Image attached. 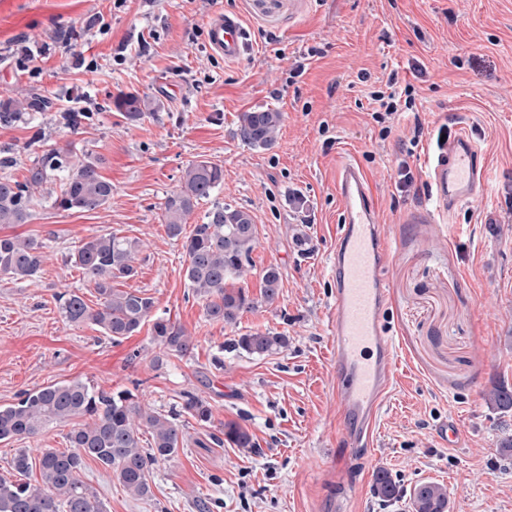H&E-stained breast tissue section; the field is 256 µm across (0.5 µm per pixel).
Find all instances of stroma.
Returning <instances> with one entry per match:
<instances>
[{"instance_id": "stroma-1", "label": "stroma", "mask_w": 512, "mask_h": 512, "mask_svg": "<svg viewBox=\"0 0 512 512\" xmlns=\"http://www.w3.org/2000/svg\"><path fill=\"white\" fill-rule=\"evenodd\" d=\"M217 12L240 17L249 32L239 59L207 47V21ZM311 47L318 56L289 78L293 53ZM82 59L96 61L97 71L79 68ZM362 71L368 81L359 80ZM393 72L415 86L426 126L408 159L414 184L399 203L392 196L402 130L381 138L367 97L372 81ZM128 95L159 101V116L128 123L116 107ZM35 97L45 108L0 125V150L12 158L0 177L23 179L35 157L26 144L39 132L75 158L101 159L112 198L89 212L59 208L58 173L35 193L29 222L15 226L43 242L44 260L36 279L0 277V406L83 380L178 413L188 436L154 467L143 500L87 461L81 478L108 512H330L343 446L329 349L330 258L336 168L346 158L368 173L395 241L387 323L399 356L370 451L349 463V512H408L406 503L384 508L374 498L379 467L407 489L443 484L449 512H512V455L500 450L512 437V410L486 399L495 385L512 389V0H0V101ZM78 108L91 115L79 129L58 123L57 113ZM266 108L284 120L276 144L256 150L237 137L236 117ZM448 121L470 132L488 190L442 223L429 214L425 159ZM202 159L223 168L224 182L191 223L216 201L247 208L256 225L242 285L259 305L231 326L206 318L185 279L182 246L162 219L165 196ZM113 232L144 241L124 286L185 328L195 344L189 356L156 364L147 325L115 341L63 321L56 291L99 301L68 254L86 236ZM271 266L281 282L268 305L260 297ZM266 330L287 336V347L264 357L231 349L238 336ZM190 394L210 405L209 421L184 413ZM448 419L461 436L445 446L435 429ZM230 420L248 430L253 447L214 443ZM70 430L58 423L0 444V475L9 474L16 447L64 448Z\"/></svg>"}]
</instances>
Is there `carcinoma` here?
<instances>
[{"instance_id":"carcinoma-1","label":"carcinoma","mask_w":512,"mask_h":512,"mask_svg":"<svg viewBox=\"0 0 512 512\" xmlns=\"http://www.w3.org/2000/svg\"><path fill=\"white\" fill-rule=\"evenodd\" d=\"M117 108L130 123L156 117L161 110L153 99L135 95L119 100ZM23 109L21 102L0 103V123L19 120ZM282 122L283 113L274 109L241 112L237 115V134L252 148L269 149ZM28 146L42 148V154L27 168L24 179L0 178V227L30 220L33 193L55 171L67 172L61 194L55 199L64 210L92 211L112 198V183L100 174V159L88 156L73 163L69 155L45 148L38 133ZM222 183L224 169L209 161H195L184 169L179 189L164 198L161 210L168 236L182 240L185 278L203 299L206 317L234 325L242 313L255 308L245 289L235 286L251 266L255 244L252 215L243 207L215 202L202 222L184 234L197 205ZM41 248L43 245L32 237L0 235V276L16 281L37 276L43 263ZM142 248L140 239L112 233L83 238L68 262L90 276L99 295L98 306H89L68 290L55 293V300L65 322L92 324L114 340L139 332L147 320H153L152 340L159 348L155 356L159 364L167 355H189L194 343L181 326L153 314L151 297L120 288L135 276V260ZM279 279L277 268L264 271V303L272 304L278 298ZM286 344L287 337L279 333L258 331L240 336L233 347L261 357ZM488 398L503 409L512 408V391L505 386L494 387ZM184 409L199 421L211 418L210 406L192 395ZM75 417L84 422L69 433V447L44 448L35 457L27 448L16 450L12 477H0V512H107L105 504L80 478L88 458L111 469L132 496L148 498L153 466L171 459L185 442L183 425L176 415L152 409L129 390L106 391L82 380L25 391L17 403L0 407V442L34 437L51 424ZM144 433L151 438L146 448L141 445ZM215 441H227L238 448L254 447L248 430L235 421L224 423L222 436ZM35 467L42 489L25 481ZM372 491L379 502L387 504L400 496V485L388 471L378 468L373 472ZM409 508L411 512H448V492L440 483L422 482L410 493Z\"/></svg>"}]
</instances>
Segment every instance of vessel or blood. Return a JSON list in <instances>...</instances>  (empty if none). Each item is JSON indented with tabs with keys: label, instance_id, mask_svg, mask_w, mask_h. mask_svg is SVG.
Listing matches in <instances>:
<instances>
[{
	"label": "vessel or blood",
	"instance_id": "1",
	"mask_svg": "<svg viewBox=\"0 0 512 512\" xmlns=\"http://www.w3.org/2000/svg\"><path fill=\"white\" fill-rule=\"evenodd\" d=\"M211 52L227 59L243 55L248 34L239 18L221 13L207 21ZM430 199L444 214L487 190L485 166L472 138L461 135L428 158ZM340 222L332 256L336 278L330 316L331 358L341 435L347 445L369 443L398 356L383 321L389 300L385 260L393 243L381 225L378 202L367 173L356 162L336 170Z\"/></svg>",
	"mask_w": 512,
	"mask_h": 512
}]
</instances>
